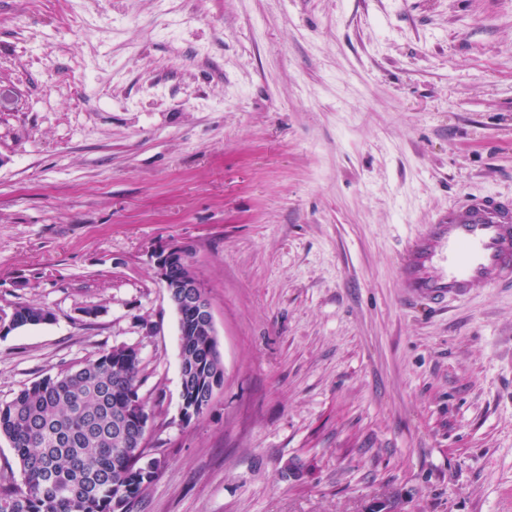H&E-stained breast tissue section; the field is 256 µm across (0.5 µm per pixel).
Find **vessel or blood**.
<instances>
[{"mask_svg": "<svg viewBox=\"0 0 512 512\" xmlns=\"http://www.w3.org/2000/svg\"><path fill=\"white\" fill-rule=\"evenodd\" d=\"M398 273L404 299L445 306L512 285V200L468 197L407 238Z\"/></svg>", "mask_w": 512, "mask_h": 512, "instance_id": "1", "label": "vessel or blood"}]
</instances>
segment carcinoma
<instances>
[{"label": "carcinoma", "mask_w": 512, "mask_h": 512, "mask_svg": "<svg viewBox=\"0 0 512 512\" xmlns=\"http://www.w3.org/2000/svg\"><path fill=\"white\" fill-rule=\"evenodd\" d=\"M49 312L18 304L14 328L48 322ZM182 396L188 404L211 400L212 380L224 381V363L212 339L180 324ZM137 354L119 347L86 364L64 368L0 402V437L19 460L24 488H0V512H133L162 465L142 444L149 401Z\"/></svg>", "instance_id": "obj_1"}]
</instances>
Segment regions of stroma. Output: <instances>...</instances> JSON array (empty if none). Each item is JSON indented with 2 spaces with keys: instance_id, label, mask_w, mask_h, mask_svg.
<instances>
[{
  "instance_id": "35a3bbf8",
  "label": "stroma",
  "mask_w": 512,
  "mask_h": 512,
  "mask_svg": "<svg viewBox=\"0 0 512 512\" xmlns=\"http://www.w3.org/2000/svg\"><path fill=\"white\" fill-rule=\"evenodd\" d=\"M0 91V401L129 345L135 512H512V288L410 305L397 272L512 197V0H0ZM173 244L224 363L188 424ZM49 312L41 306L34 304H18L11 314V325L13 328L36 326L50 322Z\"/></svg>"
}]
</instances>
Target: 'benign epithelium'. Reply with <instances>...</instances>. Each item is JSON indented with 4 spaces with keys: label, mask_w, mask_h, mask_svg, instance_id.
<instances>
[{
    "label": "benign epithelium",
    "mask_w": 512,
    "mask_h": 512,
    "mask_svg": "<svg viewBox=\"0 0 512 512\" xmlns=\"http://www.w3.org/2000/svg\"><path fill=\"white\" fill-rule=\"evenodd\" d=\"M186 246L174 245L155 253L156 277L167 292L177 316H189L198 327L216 336L211 303L205 287L191 273L192 262L185 256Z\"/></svg>",
    "instance_id": "obj_1"
}]
</instances>
